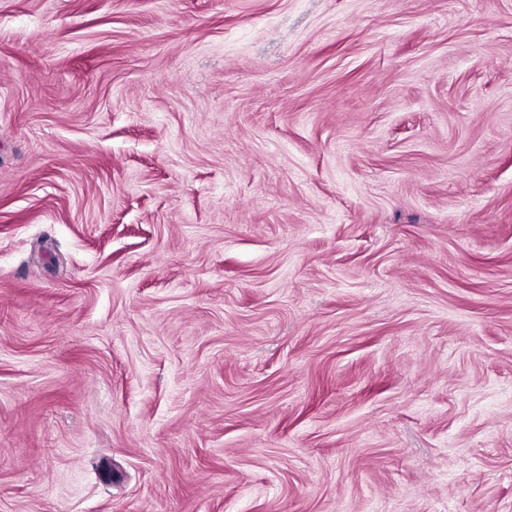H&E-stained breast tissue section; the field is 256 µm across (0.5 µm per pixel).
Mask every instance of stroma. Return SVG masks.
<instances>
[{
	"mask_svg": "<svg viewBox=\"0 0 512 512\" xmlns=\"http://www.w3.org/2000/svg\"><path fill=\"white\" fill-rule=\"evenodd\" d=\"M0 512H512V0H0Z\"/></svg>",
	"mask_w": 512,
	"mask_h": 512,
	"instance_id": "1",
	"label": "stroma"
}]
</instances>
